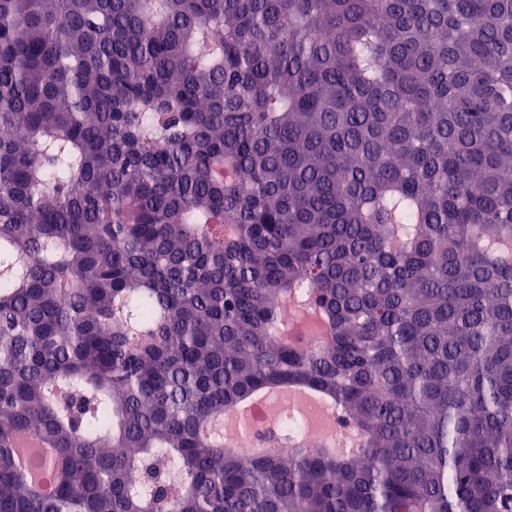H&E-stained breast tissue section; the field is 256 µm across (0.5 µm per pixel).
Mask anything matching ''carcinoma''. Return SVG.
<instances>
[{
    "label": "carcinoma",
    "mask_w": 512,
    "mask_h": 512,
    "mask_svg": "<svg viewBox=\"0 0 512 512\" xmlns=\"http://www.w3.org/2000/svg\"><path fill=\"white\" fill-rule=\"evenodd\" d=\"M4 130L0 512H512V0H0ZM281 399L288 401V404L281 405L278 410L283 417L288 416L289 419L294 416L288 406L295 410L320 408L326 413L327 417L334 422L335 412L331 409L325 398L312 390L294 388L272 394L268 392L256 394L239 409L238 417L248 421L258 409L275 405ZM274 418L270 417L265 410H259L249 424V438L247 446L249 448H259L267 445H274L272 438L268 442L270 430L274 427ZM266 438V439H265Z\"/></svg>",
    "instance_id": "carcinoma-1"
}]
</instances>
